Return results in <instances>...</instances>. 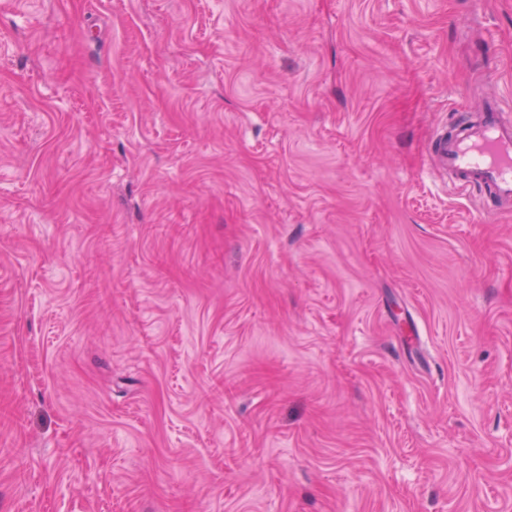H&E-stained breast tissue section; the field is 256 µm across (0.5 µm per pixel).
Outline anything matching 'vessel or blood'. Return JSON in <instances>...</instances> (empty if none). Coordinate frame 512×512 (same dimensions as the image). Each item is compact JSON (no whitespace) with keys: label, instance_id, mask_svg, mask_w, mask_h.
<instances>
[{"label":"vessel or blood","instance_id":"obj_1","mask_svg":"<svg viewBox=\"0 0 512 512\" xmlns=\"http://www.w3.org/2000/svg\"><path fill=\"white\" fill-rule=\"evenodd\" d=\"M436 174L478 189L495 208L512 204V103L483 102L477 119H458L432 139Z\"/></svg>","mask_w":512,"mask_h":512}]
</instances>
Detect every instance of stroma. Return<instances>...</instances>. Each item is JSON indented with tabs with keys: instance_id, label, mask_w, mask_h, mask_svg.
Masks as SVG:
<instances>
[{
	"instance_id": "obj_1",
	"label": "stroma",
	"mask_w": 512,
	"mask_h": 512,
	"mask_svg": "<svg viewBox=\"0 0 512 512\" xmlns=\"http://www.w3.org/2000/svg\"><path fill=\"white\" fill-rule=\"evenodd\" d=\"M492 94L512 0H0V512H512ZM512 110L510 101L488 99L476 120L456 119L432 139L433 168L458 187L476 188L496 209L512 204Z\"/></svg>"
}]
</instances>
